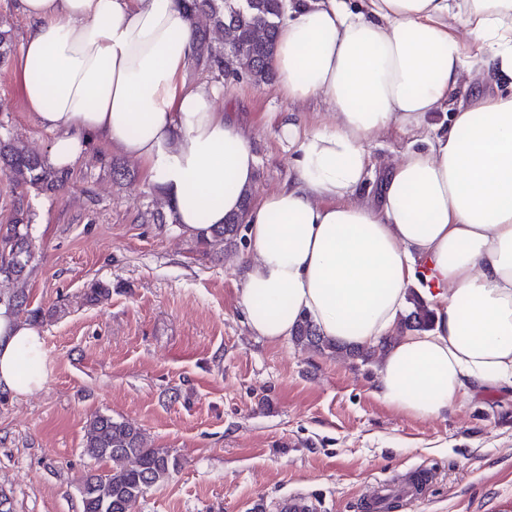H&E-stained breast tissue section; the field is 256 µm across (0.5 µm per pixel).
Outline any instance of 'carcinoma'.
<instances>
[{
  "mask_svg": "<svg viewBox=\"0 0 512 512\" xmlns=\"http://www.w3.org/2000/svg\"><path fill=\"white\" fill-rule=\"evenodd\" d=\"M194 31L196 65L221 78H246L256 85L273 78V58L279 23L286 0H182ZM0 172L16 186L40 191L63 184L65 172L52 167L48 159L18 147L10 137L0 136ZM25 195L18 199V210L11 224H0V279L18 282L29 262V211ZM251 194H245L241 212L229 216L211 230L205 243L210 248L234 241L245 224ZM413 310L401 319L406 329L427 327L429 310L419 299H412ZM295 345L338 357L362 361L379 359L389 340L372 347H353L321 336L313 324L302 320L292 336ZM85 453L112 463L101 474L85 476L82 485L83 512H136L137 504L150 487L167 480L177 460L166 448L148 444L142 430L107 415L89 421L84 434Z\"/></svg>",
  "mask_w": 512,
  "mask_h": 512,
  "instance_id": "1",
  "label": "carcinoma"
}]
</instances>
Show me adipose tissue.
Here are the masks:
<instances>
[{"label": "adipose tissue", "mask_w": 512, "mask_h": 512, "mask_svg": "<svg viewBox=\"0 0 512 512\" xmlns=\"http://www.w3.org/2000/svg\"><path fill=\"white\" fill-rule=\"evenodd\" d=\"M272 60L288 101H325L330 126L287 119L294 179L246 222L254 258L239 300L255 336L276 344L300 317L321 335L373 346L377 397L428 419L459 399L512 387V0H287ZM26 105L54 133L49 162L74 166L96 141L138 160L179 229L204 239L239 210L257 157L216 107L223 82L187 84L195 51L180 0H18ZM480 93L458 102L463 80ZM447 110V124L435 116ZM415 138L379 203L357 192L366 143ZM431 312L404 330L409 293ZM46 380L44 340L0 306V389Z\"/></svg>", "instance_id": "ef3b65f1"}]
</instances>
